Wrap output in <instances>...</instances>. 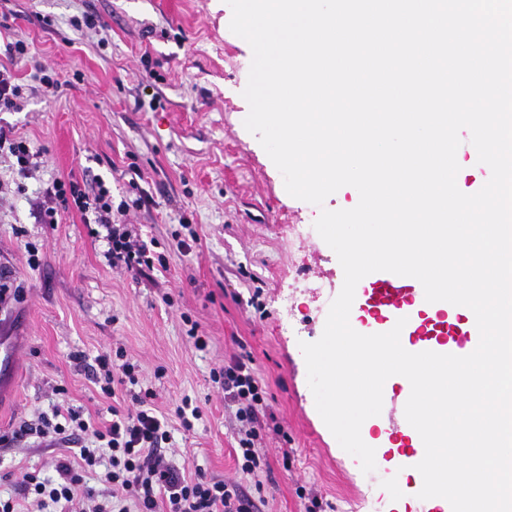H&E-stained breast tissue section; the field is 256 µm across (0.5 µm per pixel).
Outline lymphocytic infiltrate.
Segmentation results:
<instances>
[{
  "label": "lymphocytic infiltrate",
  "instance_id": "1",
  "mask_svg": "<svg viewBox=\"0 0 512 512\" xmlns=\"http://www.w3.org/2000/svg\"><path fill=\"white\" fill-rule=\"evenodd\" d=\"M145 203L142 197L132 204L113 203L112 190L101 179L90 185L57 179L38 202L36 218L55 224L61 214L71 211L92 218L106 230L112 267L142 272L167 264L166 256L151 253L147 242L133 234L125 221L131 205ZM251 362L250 356L243 355L211 372L212 382L236 407L240 424L236 454L241 473L248 476L257 475L267 465L257 448L267 403ZM96 363L93 377L104 395L114 396L120 387H135L133 408L113 409L110 424L102 428L84 419L81 411L59 405L51 413L42 412L23 422L13 439L37 437L67 443L82 435L86 443L79 450V464L59 463L56 477L23 473L13 496L0 499V512H19L21 501L28 498L35 500L37 512H250L253 503L239 485L208 476L201 469L186 474L166 458L162 445L170 441L171 432L152 406L154 391L138 386L137 362L119 349L97 356ZM93 470L105 486L103 493H94L85 485V473Z\"/></svg>",
  "mask_w": 512,
  "mask_h": 512
}]
</instances>
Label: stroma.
Instances as JSON below:
<instances>
[{
    "mask_svg": "<svg viewBox=\"0 0 512 512\" xmlns=\"http://www.w3.org/2000/svg\"><path fill=\"white\" fill-rule=\"evenodd\" d=\"M84 13L101 21L98 38L71 26ZM231 18L226 0H0V44L28 47L21 59L0 54L27 99L23 111L0 112V126L43 161L22 179L11 158H0V269L22 291L0 310V341L18 353L10 386L0 387V494L13 493L22 470L51 476L76 458L73 443L4 444L23 421L60 404L103 426L110 406L130 407L126 392L105 397L91 378L95 357L121 348L139 361L159 412L173 417L186 397L200 408L193 430L173 427L167 458L186 472L239 482L255 512H306L312 493L325 512H426L421 474L382 446L404 425L401 383L384 390L380 415L361 427L379 451L368 474L316 409L299 344L321 337L344 273L314 223L321 210L355 200L344 190L319 207L287 193L244 126L253 54ZM39 62L66 79L58 96L39 92ZM96 177L111 184L113 202L148 196L127 220L166 255L167 269L147 277L113 269L104 229L78 213L37 223L34 207L49 183ZM192 232V252L177 250L176 237ZM192 321L210 338L206 350L187 336ZM243 353L271 412L258 442L268 467L256 480L238 471L235 409L210 380Z\"/></svg>",
    "mask_w": 512,
    "mask_h": 512,
    "instance_id": "1",
    "label": "stroma"
}]
</instances>
